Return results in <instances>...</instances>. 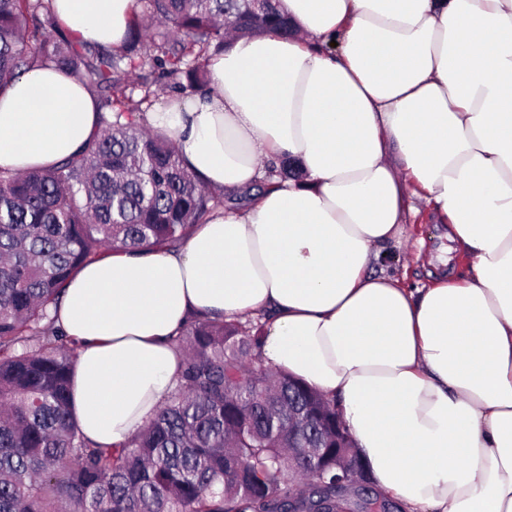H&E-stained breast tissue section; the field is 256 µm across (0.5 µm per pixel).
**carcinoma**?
<instances>
[{
    "label": "carcinoma",
    "instance_id": "obj_1",
    "mask_svg": "<svg viewBox=\"0 0 512 512\" xmlns=\"http://www.w3.org/2000/svg\"><path fill=\"white\" fill-rule=\"evenodd\" d=\"M134 15L123 47L102 50L61 31L52 0H0V92L52 66L94 88L100 109L80 154L0 170V512H387L373 488L338 499L308 476L320 443L288 429V388L327 418L336 405L266 360L260 317L190 316L172 340L176 385L123 447L95 444L74 419L77 344L55 318L68 280L114 248L180 245L232 203L147 123L157 92L203 97L210 53L230 37L295 31L283 0H134Z\"/></svg>",
    "mask_w": 512,
    "mask_h": 512
}]
</instances>
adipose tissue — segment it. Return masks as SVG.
<instances>
[{"label":"adipose tissue","instance_id":"adipose-tissue-1","mask_svg":"<svg viewBox=\"0 0 512 512\" xmlns=\"http://www.w3.org/2000/svg\"><path fill=\"white\" fill-rule=\"evenodd\" d=\"M297 35L240 38L213 90L148 113L208 189L250 193L176 250H113L66 285L72 413L121 447L172 388L191 314L269 313L278 370L336 407L372 481L409 512H512V0H284ZM79 41L120 48L133 0H53ZM99 130L54 68L0 93V169L50 166ZM302 175L255 192L260 158ZM449 224L465 277L385 267L405 186Z\"/></svg>","mask_w":512,"mask_h":512}]
</instances>
